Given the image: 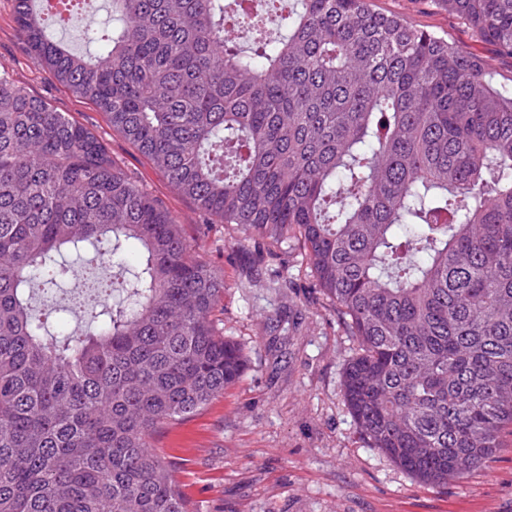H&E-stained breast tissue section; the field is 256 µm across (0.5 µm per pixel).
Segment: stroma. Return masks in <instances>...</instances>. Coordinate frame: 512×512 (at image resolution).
<instances>
[{
  "label": "stroma",
  "instance_id": "1",
  "mask_svg": "<svg viewBox=\"0 0 512 512\" xmlns=\"http://www.w3.org/2000/svg\"><path fill=\"white\" fill-rule=\"evenodd\" d=\"M487 62L512 88L503 54L438 0H372ZM56 111L106 138L113 157L183 226L196 255L224 273L214 320L247 356L248 369L203 410L152 439L196 512H512V431L494 458L460 481L433 485L396 467L360 439L341 377L355 343L317 287L302 244L251 236L234 224L202 225L194 205L120 135L25 51L14 0H0V69ZM289 269L279 279L280 266Z\"/></svg>",
  "mask_w": 512,
  "mask_h": 512
}]
</instances>
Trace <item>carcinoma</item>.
Wrapping results in <instances>:
<instances>
[{
  "mask_svg": "<svg viewBox=\"0 0 512 512\" xmlns=\"http://www.w3.org/2000/svg\"><path fill=\"white\" fill-rule=\"evenodd\" d=\"M28 53L105 114L209 224L301 241L357 352L360 437L421 481L485 466L512 426V88L370 0H111L77 54L14 0ZM512 55V0H443ZM137 265L123 261L130 247ZM115 272L50 329L34 289ZM224 276L109 143L0 70V512H195L151 445L244 373Z\"/></svg>",
  "mask_w": 512,
  "mask_h": 512,
  "instance_id": "cac0c4a2",
  "label": "carcinoma"
}]
</instances>
